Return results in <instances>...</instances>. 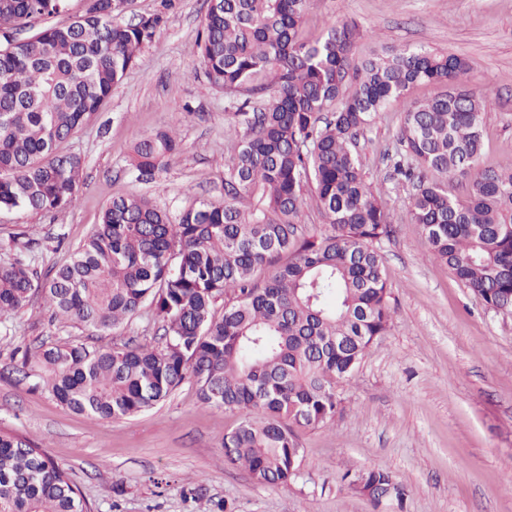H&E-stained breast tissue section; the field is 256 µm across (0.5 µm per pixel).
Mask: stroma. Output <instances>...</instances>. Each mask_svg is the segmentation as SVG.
<instances>
[{
	"mask_svg": "<svg viewBox=\"0 0 512 512\" xmlns=\"http://www.w3.org/2000/svg\"><path fill=\"white\" fill-rule=\"evenodd\" d=\"M208 0H125L122 17L163 11L164 23L112 90L106 107L60 146L84 161L75 202L49 214L0 209V264L22 259L45 277L69 261L120 195H142L171 216L195 200L224 198L232 154L224 93L200 63L198 37ZM358 23L355 55L421 46L464 57L468 83L488 95L481 163L512 169V0H312L301 25L314 40L338 22ZM403 114L393 108L358 141L368 183L393 232L378 243L392 323L357 372L340 384L346 410L328 427L301 434L298 475L261 484L224 463V433L236 414L201 405L193 381L137 416L102 420L74 413L18 372L27 344L109 346L155 336L143 309L99 334L52 322L42 298L0 321V430L22 435L64 467L91 512H512V318L485 311L446 265L429 260L413 224L409 193L385 156L398 145ZM174 128L180 154L150 181L131 170L135 144ZM366 469L404 484L403 501L374 503L349 487ZM200 486L199 500L185 496Z\"/></svg>",
	"mask_w": 512,
	"mask_h": 512,
	"instance_id": "stroma-1",
	"label": "stroma"
}]
</instances>
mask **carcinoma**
Instances as JSON below:
<instances>
[{
  "label": "carcinoma",
  "instance_id": "1",
  "mask_svg": "<svg viewBox=\"0 0 512 512\" xmlns=\"http://www.w3.org/2000/svg\"><path fill=\"white\" fill-rule=\"evenodd\" d=\"M311 0H209L200 59L231 110L233 155L224 200H200L173 220L141 196H120L70 260L41 280L0 265V320L39 293L51 318L106 333L145 304L161 321L150 341L111 347L42 343L19 353L24 377L68 409L101 419L138 415L185 380L200 402L239 415L224 462L262 484L297 474L299 431L330 426L338 384L391 325L376 243L392 232L355 151L393 105L404 114L394 171L415 188L413 223L485 309L512 318V170L480 164L488 98L469 87L464 58L409 48L359 62L352 21L307 41ZM123 0H84L68 24L48 20L68 0H0V209L50 213L74 203L83 162L59 145L101 110L163 22L120 17ZM45 22L37 28L35 23ZM418 83L439 87L409 103ZM174 130L133 149L151 177L180 151ZM467 179L459 196L450 185ZM312 192L327 229L303 224ZM224 300L221 316L214 305ZM351 489L379 501L402 483L380 469ZM0 512H87L66 470L0 430Z\"/></svg>",
  "mask_w": 512,
  "mask_h": 512
}]
</instances>
